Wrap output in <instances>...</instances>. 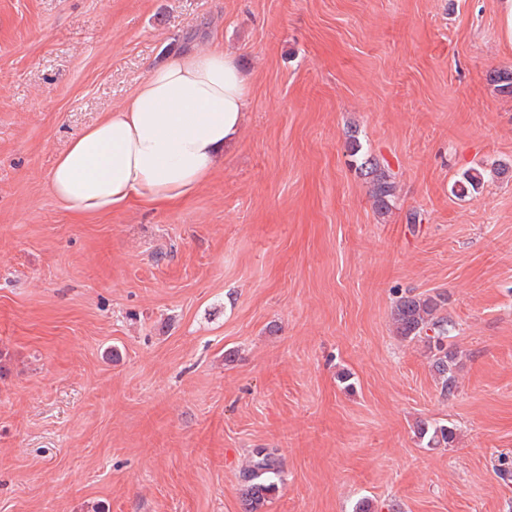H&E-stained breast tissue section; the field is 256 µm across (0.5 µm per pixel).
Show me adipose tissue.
<instances>
[{
	"label": "adipose tissue",
	"instance_id": "adipose-tissue-1",
	"mask_svg": "<svg viewBox=\"0 0 512 512\" xmlns=\"http://www.w3.org/2000/svg\"><path fill=\"white\" fill-rule=\"evenodd\" d=\"M249 104L247 79L223 47L177 54L72 140L54 163L49 190L84 215L134 198L189 197L239 138Z\"/></svg>",
	"mask_w": 512,
	"mask_h": 512
}]
</instances>
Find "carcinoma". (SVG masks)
<instances>
[{
	"label": "carcinoma",
	"instance_id": "obj_1",
	"mask_svg": "<svg viewBox=\"0 0 512 512\" xmlns=\"http://www.w3.org/2000/svg\"><path fill=\"white\" fill-rule=\"evenodd\" d=\"M367 174L371 175L372 197L377 205H387L393 195L394 186L391 176L378 168V164L365 162ZM483 181V172L472 169L465 172L462 179L454 184L456 194L463 196L479 189ZM447 298L440 294L428 296L407 295L396 303L393 319L396 332L404 340L425 342L434 352L436 373L441 379V390L451 394L456 387V357L448 349V336L453 324L448 317L440 314ZM420 437H428L427 446L437 448L449 446L455 437L453 428L446 425L418 427ZM281 472V463L276 453L259 448L251 464L241 473L243 483V502L245 512H264V509L276 493V478Z\"/></svg>",
	"mask_w": 512,
	"mask_h": 512
}]
</instances>
